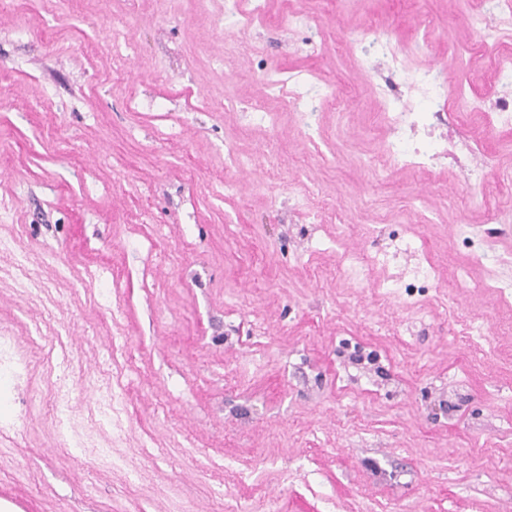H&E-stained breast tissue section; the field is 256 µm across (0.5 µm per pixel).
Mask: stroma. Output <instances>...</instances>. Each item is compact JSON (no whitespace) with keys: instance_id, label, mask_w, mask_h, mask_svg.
<instances>
[{"instance_id":"35a3bbf8","label":"stroma","mask_w":512,"mask_h":512,"mask_svg":"<svg viewBox=\"0 0 512 512\" xmlns=\"http://www.w3.org/2000/svg\"><path fill=\"white\" fill-rule=\"evenodd\" d=\"M478 0H310V28L205 24L194 0H21L0 16V338L19 359L52 348L0 402V512H512V317L455 287L470 252L512 253V130L447 97L430 129L476 141L485 184L450 157L422 181L367 164L393 129L379 114L418 91L388 60L344 50L380 24L448 89L498 94L474 50ZM134 36L112 59V17ZM241 45L225 55V46ZM350 92L304 138L210 110L262 95L257 66ZM236 140L252 160L224 163ZM284 175L269 188L267 165ZM341 219L310 223L314 198ZM422 244L439 278L381 309L394 254L359 278L336 253ZM491 331L481 345L470 321ZM126 352L113 355L115 341ZM66 378L58 434L40 403ZM125 406L99 422V399Z\"/></svg>"}]
</instances>
